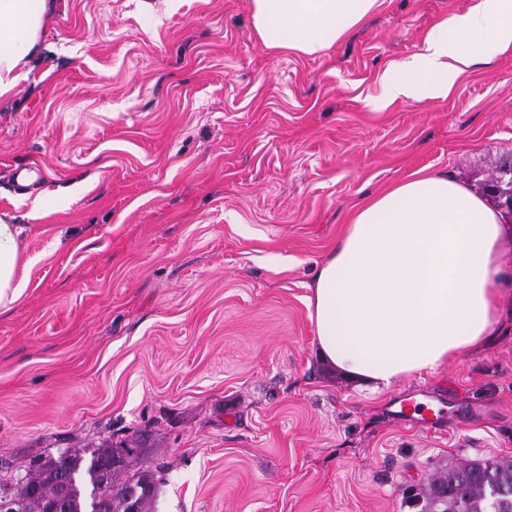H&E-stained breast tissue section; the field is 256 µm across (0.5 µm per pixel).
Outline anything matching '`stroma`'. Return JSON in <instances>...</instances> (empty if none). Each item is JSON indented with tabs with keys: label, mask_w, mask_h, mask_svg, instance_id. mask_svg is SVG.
I'll return each instance as SVG.
<instances>
[{
	"label": "stroma",
	"mask_w": 512,
	"mask_h": 512,
	"mask_svg": "<svg viewBox=\"0 0 512 512\" xmlns=\"http://www.w3.org/2000/svg\"><path fill=\"white\" fill-rule=\"evenodd\" d=\"M473 0H379L313 54L267 49L250 0H50L0 99V476L130 447L154 512H414L404 490L512 461V333L391 389L319 355L308 287L361 203L415 172L485 186L512 154V53L447 97L390 68ZM40 168L33 193L14 169ZM21 231L15 224L0 218V308L8 309L25 290L24 275L19 276L21 255L17 236Z\"/></svg>",
	"instance_id": "stroma-1"
}]
</instances>
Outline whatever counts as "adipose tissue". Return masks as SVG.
<instances>
[{
	"label": "adipose tissue",
	"mask_w": 512,
	"mask_h": 512,
	"mask_svg": "<svg viewBox=\"0 0 512 512\" xmlns=\"http://www.w3.org/2000/svg\"><path fill=\"white\" fill-rule=\"evenodd\" d=\"M378 0H251L269 49L313 53L360 25ZM48 0H0V97L41 51ZM512 51V0H474L436 23L387 73L385 97L447 96L463 66ZM15 225L0 218V308L25 290ZM497 214L448 176L414 174L353 215L308 298L320 356L380 391L434 373L503 331L499 287L512 281Z\"/></svg>",
	"instance_id": "ef3b65f1"
}]
</instances>
